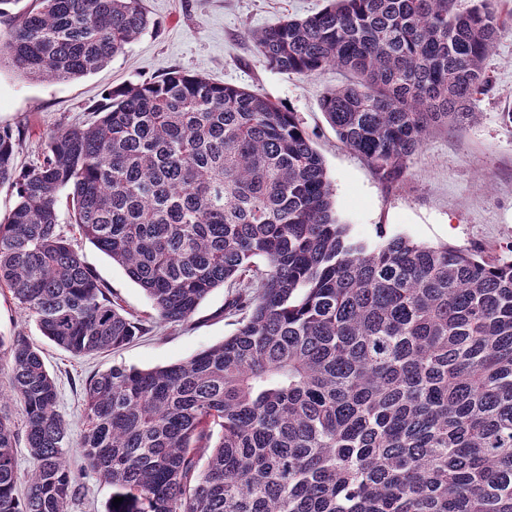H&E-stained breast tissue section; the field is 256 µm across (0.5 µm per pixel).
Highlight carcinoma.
<instances>
[{"label": "carcinoma", "instance_id": "obj_1", "mask_svg": "<svg viewBox=\"0 0 512 512\" xmlns=\"http://www.w3.org/2000/svg\"><path fill=\"white\" fill-rule=\"evenodd\" d=\"M150 26L141 0H36L0 39L31 78L112 61ZM506 22L494 0H329L252 33L275 70L351 81L320 108L387 183L441 125L476 115ZM0 127V287L75 357L150 330L60 229L120 266L167 323L237 286L235 332L186 362L114 364L84 383V469L106 512H512V257L396 235L369 249L338 222L323 159L296 113L179 71L127 85L86 127L18 168ZM9 398L36 462L18 493L15 423L0 413V512H68L78 488L54 378L0 336Z\"/></svg>", "mask_w": 512, "mask_h": 512}]
</instances>
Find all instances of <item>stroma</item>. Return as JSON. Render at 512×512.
<instances>
[{"label":"stroma","mask_w":512,"mask_h":512,"mask_svg":"<svg viewBox=\"0 0 512 512\" xmlns=\"http://www.w3.org/2000/svg\"><path fill=\"white\" fill-rule=\"evenodd\" d=\"M328 0H142L152 22L123 54L97 72L74 80H35L0 64V126L25 129L17 162L40 158L50 133L81 126L106 93L179 71L211 82L259 91L295 112L321 154L334 194L336 215L350 237L374 247L402 235L429 246L448 244L498 256L512 250V31L498 39L488 61L490 91L475 104L476 118L430 130L407 161L404 179L383 183L373 167L337 137L320 110L323 93L344 82L328 68L313 77L268 67L251 39L253 31L287 18H303ZM59 224L82 261L105 281L131 314L153 318L150 333L104 354L75 357L41 335L32 316L0 291V334H23L43 353L56 379L58 411L71 439L82 429L86 378L112 364L151 369L185 361L223 341L236 329L225 313L229 287L214 289L188 322L155 321L145 292L123 269L77 236L66 199L58 201ZM80 487L69 512H105L112 489L83 472L82 450H67Z\"/></svg>","instance_id":"35a3bbf8"}]
</instances>
